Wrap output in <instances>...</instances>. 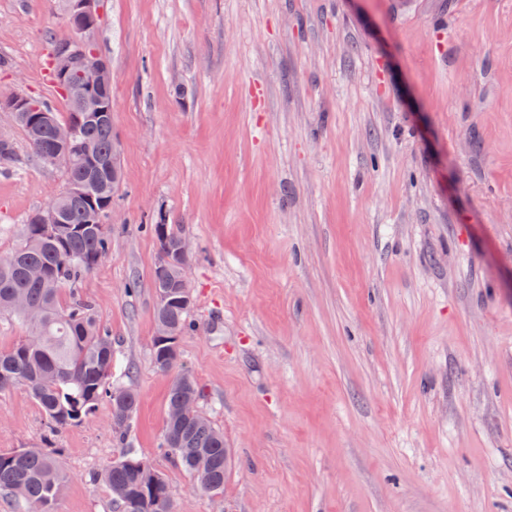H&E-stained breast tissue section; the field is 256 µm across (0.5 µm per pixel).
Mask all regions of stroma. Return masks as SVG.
<instances>
[{
  "label": "stroma",
  "mask_w": 512,
  "mask_h": 512,
  "mask_svg": "<svg viewBox=\"0 0 512 512\" xmlns=\"http://www.w3.org/2000/svg\"><path fill=\"white\" fill-rule=\"evenodd\" d=\"M58 0H0V87L65 104ZM122 183L77 286L139 398L54 432L0 393V451L67 475L54 512H118L128 452L175 512H512V0H100ZM0 255L64 186L0 113ZM191 248L178 341L224 432V490L165 454L156 219Z\"/></svg>",
  "instance_id": "stroma-1"
}]
</instances>
